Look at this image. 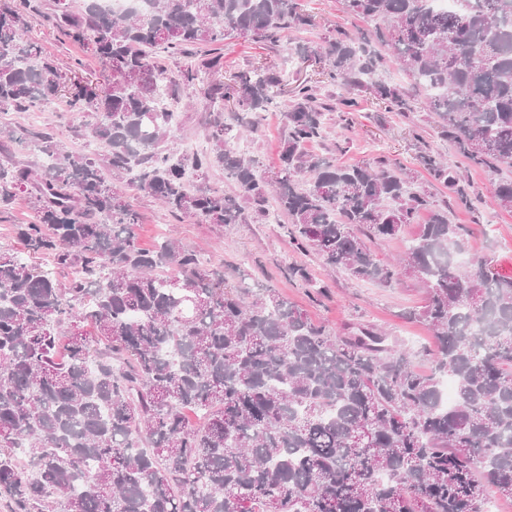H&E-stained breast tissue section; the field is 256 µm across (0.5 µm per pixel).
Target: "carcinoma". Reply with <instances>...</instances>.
I'll use <instances>...</instances> for the list:
<instances>
[{
	"label": "carcinoma",
	"mask_w": 512,
	"mask_h": 512,
	"mask_svg": "<svg viewBox=\"0 0 512 512\" xmlns=\"http://www.w3.org/2000/svg\"><path fill=\"white\" fill-rule=\"evenodd\" d=\"M343 7L375 23L374 37L338 32L303 48L344 94L327 103L295 84L279 168L266 175L231 148L237 132L218 117L209 148L174 160L175 148H159L172 127L160 101L220 73L226 39L276 44L289 27L314 26L300 0H151L147 13L120 17L96 0L80 11L60 0L55 27L105 63L104 85L24 39L32 0H0V107L35 112L63 98L94 113L103 149L64 152L46 132L0 127L1 152L26 141L54 161L36 172L0 159V210L22 192L34 211L17 226L22 249L0 251V499L10 512H487L489 491L512 499V274L484 255L459 263L467 230L448 216L450 201L475 211L485 200L432 152L421 163L448 188L443 203L410 191V173L383 157L344 166L305 151L323 138L326 113L353 122L362 92L409 109L400 86L374 79L379 45L426 93L441 138L495 176L492 204L512 212V0ZM181 58L177 70L164 64ZM282 82L257 66L204 95L255 128ZM133 165L134 186L176 217L240 223L235 197L185 180L188 168L200 178L222 169L256 221L274 202L290 243L326 269L385 287L419 279L426 301L410 317L434 338L431 369L372 326L335 334L274 288L226 282L169 237L142 248L136 211L105 176ZM423 214L398 263L367 245ZM41 255L65 284L33 263ZM445 377L457 388L448 405Z\"/></svg>",
	"instance_id": "carcinoma-1"
}]
</instances>
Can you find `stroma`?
I'll return each mask as SVG.
<instances>
[{
	"label": "stroma",
	"instance_id": "stroma-1",
	"mask_svg": "<svg viewBox=\"0 0 512 512\" xmlns=\"http://www.w3.org/2000/svg\"><path fill=\"white\" fill-rule=\"evenodd\" d=\"M36 2L39 13L32 24L31 39L60 64L80 59L83 77L104 81L108 71L99 59L83 46L59 37L52 21L53 0ZM302 4L315 20L310 30H288L281 41L273 45L244 38L225 40L220 80L228 81L238 72L261 65L281 71L286 83L279 86L277 99L282 102L290 97L289 83L317 80L321 69L317 58L296 53L297 44L313 45L339 32L369 35L375 29L373 22L347 14L341 0H302ZM381 74L384 79L409 89L410 110L388 111L371 99L349 125L341 121L339 113H327L325 137L309 144L308 152L340 164L387 157L412 172L415 189L431 193L439 201L447 199V189L421 166L419 157L425 152H439L452 159L456 156L454 148L438 136L436 117L426 108L424 93L414 88L412 78L392 57L384 58ZM178 112L180 120L170 133L177 143L207 141L214 116L221 115L244 129L245 154L256 161L260 171L269 172L278 166L279 152L287 134L281 112L266 113L262 125L251 131L245 115H233L227 104L213 108L200 92L182 100ZM43 113L41 126L51 132L55 140L73 151L85 149L91 115L68 111L60 99L48 104ZM414 128L419 129L421 140L412 139L410 131ZM129 201L140 215L136 232L143 247H153L165 236L175 237L194 247L204 260L223 264L227 281L233 283L241 274H248L252 281L276 288L287 296L315 323L333 329L347 324L381 328L390 341L414 353L418 369L430 368L426 347L431 339L427 327L404 318L405 313L420 308L425 302L426 290L416 278L407 275L393 287L382 288L349 279L339 271L328 273L317 255L300 252L290 244L284 229L288 218L284 215L274 222L258 223L249 218L239 224H202L191 218L174 217L153 197L142 192H130ZM450 219L468 228V253L487 254L500 271L512 273V212L488 203L477 212L456 206ZM293 266L306 267L325 285V292L319 295L302 286L289 273Z\"/></svg>",
	"mask_w": 512,
	"mask_h": 512
}]
</instances>
